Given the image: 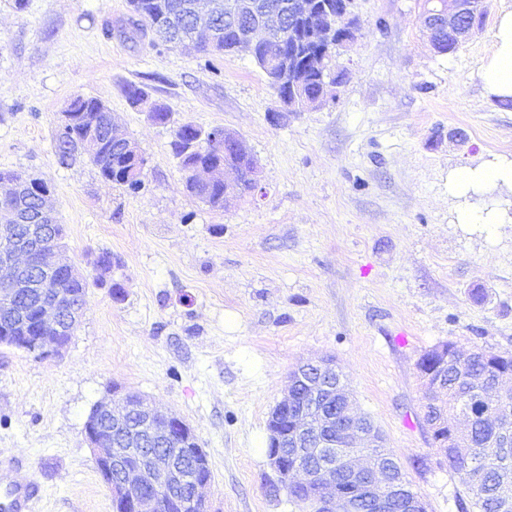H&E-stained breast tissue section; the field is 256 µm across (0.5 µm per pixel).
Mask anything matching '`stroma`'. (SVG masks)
I'll list each match as a JSON object with an SVG mask.
<instances>
[{
  "mask_svg": "<svg viewBox=\"0 0 512 512\" xmlns=\"http://www.w3.org/2000/svg\"><path fill=\"white\" fill-rule=\"evenodd\" d=\"M451 54L425 33V0H354L341 85L284 111L245 52L152 43L128 0H0V169L42 178L65 226L62 262L90 287L61 355L0 345V486L35 484V512H113L84 440L111 389H130L194 430L212 479L209 512H298L271 493L270 412L296 364L333 358L356 410L383 432L428 512L467 491L422 419L420 357L444 343L512 351V224H459L457 210L512 205V189L448 192L458 168L512 159V106L479 67L498 15ZM165 103L153 122L128 87ZM100 99L147 158L137 192L55 140L75 95ZM221 127L258 162L255 192L215 210L190 196L170 149L178 125ZM463 131L464 140L453 137Z\"/></svg>",
  "mask_w": 512,
  "mask_h": 512,
  "instance_id": "35a3bbf8",
  "label": "stroma"
}]
</instances>
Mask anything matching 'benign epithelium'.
I'll use <instances>...</instances> for the list:
<instances>
[{
  "label": "benign epithelium",
  "mask_w": 512,
  "mask_h": 512,
  "mask_svg": "<svg viewBox=\"0 0 512 512\" xmlns=\"http://www.w3.org/2000/svg\"><path fill=\"white\" fill-rule=\"evenodd\" d=\"M326 0H285L279 5H267L263 0H193L189 10L194 23L192 42L199 43L211 38L215 16L245 21L243 37L250 43L270 42L283 30L301 42L313 46L342 45L346 39L329 26L319 24L318 18L326 9ZM480 0H436L433 10L427 13L426 28L432 45L446 35L460 45L470 36L480 17ZM204 141L224 145V155L231 158L240 155L247 166V177L251 189H256V161L247 143L240 137L229 134L222 128L206 132ZM238 167L224 165V203L242 194L238 184ZM25 183L22 180H0V214L11 223L0 225V236L6 231H16L19 224H32L34 218L28 212L15 207L14 197ZM57 237L55 232L45 229V237L30 234L15 236L10 246L0 249V303L4 315H16L13 302L26 288L39 281L42 296L38 302V331L35 336H0L1 342L13 346L27 347L41 355L60 353L69 343L63 335L62 323L76 325L82 308L73 304L69 297L50 285L51 278L59 270L74 271L72 265L55 259ZM311 368L336 370L329 360L307 362L290 374L288 395L278 403L272 413L293 409L290 431L273 430L269 435V447L273 448L270 460L277 474L288 473V484L304 485L312 490L314 512H356L357 500L351 495L336 493L338 476L359 484L361 496L368 501L373 512H393L397 500L400 476L388 457L371 453V448L384 446V438L373 422L358 414L352 404L351 393L341 374L331 385L308 383V401L298 403L297 388L304 380V373ZM428 406L439 407L438 398L448 392V381L438 369L420 373ZM512 383V369L502 370L497 378L473 390L474 410L458 413L452 421L443 418L431 422L433 428L446 431L438 437L437 445L448 450V461L469 466V433L473 423L484 424L498 430L512 426V409L501 408L505 395L502 386ZM328 391L336 398V413H322L317 421L310 420L308 412L314 408L322 392ZM140 411L152 441L173 444L183 438V445L165 453H142L136 457L128 454L138 437L130 433L120 439L117 433L133 427L130 421L135 411ZM354 438L364 448L362 452H346L340 468L321 462L319 469L307 474L297 468L288 469V454L305 452L317 455L323 442L313 440V435L330 427ZM84 437L94 455V460L112 497L122 499L128 512H164V499L182 502L193 512H207L203 489L208 481L198 480L179 462L178 457L190 449L197 439L191 427L182 419L151 407L141 396L127 391L120 396L98 402L87 418Z\"/></svg>",
  "instance_id": "benign-epithelium-1"
}]
</instances>
